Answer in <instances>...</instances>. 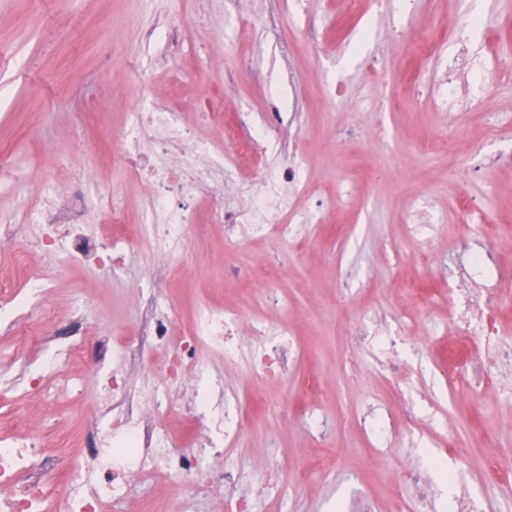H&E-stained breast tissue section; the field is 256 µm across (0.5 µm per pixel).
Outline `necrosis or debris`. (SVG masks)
<instances>
[{"label": "necrosis or debris", "instance_id": "obj_1", "mask_svg": "<svg viewBox=\"0 0 512 512\" xmlns=\"http://www.w3.org/2000/svg\"><path fill=\"white\" fill-rule=\"evenodd\" d=\"M483 23L482 17L472 14H451L432 18L425 26L426 33L435 37L447 31L459 35L447 75L429 92L430 104L440 116L441 131L447 135L452 151L458 146L461 124L468 113L498 85L501 73L512 70L511 54L499 55L495 66L490 67L470 46V31ZM200 119L222 128L223 143L197 138L174 112L131 113L121 141L122 155L129 176L146 185L147 205L133 223L129 238L115 240L111 247L104 248L89 240L83 225L61 224L59 191L54 188L34 195L27 216L28 223L47 227L41 252L49 257L113 267L122 263L132 244L145 242L157 259L164 260L182 252L188 243L189 228L203 222L223 225L224 242L229 246L263 240L288 247L306 236L315 212L290 216L285 213V189H296L304 177L298 166L289 167L287 178L266 172L259 182L248 184L250 203L233 222H225L220 204L200 213L197 201L203 183L194 173L193 163L220 159L225 170L232 173L242 154L233 128L224 123L223 110L201 113ZM146 134L153 140L154 154L150 157L143 154L141 147V138ZM172 145L186 148L188 166L174 171L159 162V154ZM460 216L472 230L463 250L453 259L454 269L447 283L448 317L461 335L479 338L486 353V375L495 374L512 368V347L500 344L501 324L493 301L499 271L479 229L484 221L481 212L470 206ZM444 221L443 211L429 196L415 198L403 219L408 237L429 248ZM8 261L12 268L21 270L29 290L21 292L14 278L0 276V325L15 336L45 338L53 318L47 312L42 267L27 262L22 251L11 252ZM252 296L251 315H244L235 307L203 302L187 321L171 308L167 297L158 298L151 319L152 334L157 343L170 350L165 362V385L155 396L158 408H170V388L189 380L187 368L195 364L198 350L205 347L223 358L225 365L246 364L252 379L287 375L290 362L299 356V347L287 319L268 318L266 310L287 309L288 301L266 288L254 289ZM245 320L250 323V332L244 337L240 329ZM407 325L402 316L388 322L362 314L353 329L355 347L376 367H403L397 346L402 337H407ZM248 426L240 396L235 392L204 404L202 438L187 449L173 446L171 436L163 429L145 431L142 417L127 410L118 415L108 438L86 464H73L68 456L73 444L63 443L56 462L67 471L68 478L65 490L56 494L51 493L46 480L48 459L25 439L0 437V512H101L104 504L117 506L126 501L130 480L138 474L165 472L183 482H192L212 456L223 455L225 448L238 443Z\"/></svg>", "mask_w": 512, "mask_h": 512}]
</instances>
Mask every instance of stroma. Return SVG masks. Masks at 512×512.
<instances>
[{
  "label": "stroma",
  "mask_w": 512,
  "mask_h": 512,
  "mask_svg": "<svg viewBox=\"0 0 512 512\" xmlns=\"http://www.w3.org/2000/svg\"><path fill=\"white\" fill-rule=\"evenodd\" d=\"M461 10L494 18L493 27L472 35L489 55L512 45V0H412L402 12L390 0H369L367 14L357 19L347 17L342 0H154L148 12L139 0H0V156L11 165L10 177L0 181V216L18 224L17 244L40 241L43 227L27 223L26 204L48 170L68 186L62 201L68 221L86 225L98 244L110 245L117 229L86 210L89 199L120 187L129 219L139 216L145 191L129 178L119 152L129 114L145 107L181 112L191 122L208 107L223 109L246 148L242 168L257 157L273 169L287 167L283 145L290 140L305 161L308 181L294 204L305 208L322 200V221L302 247L289 248L288 272L275 287L294 304L288 321L302 354L287 378L261 388L271 401L297 398L310 387L322 395L324 446L335 450L336 466L319 469L302 407H293L285 422L254 416L224 463L240 475L243 494L266 481L264 459L277 457L289 490L259 504V512H405L411 492L396 483L411 466L427 467L438 512H453L460 490L487 494L489 457L512 459V373L500 374L477 397L467 395L477 364L448 363L443 345L455 331L443 299L421 293L441 283L444 269L422 262L425 246L407 237L402 222L412 198L432 195L448 215L437 253L460 249L467 227L458 220L459 197L448 177L455 160L444 149L424 157L408 148L435 131L437 112L424 104L414 112L388 106L391 79L412 70L426 84L441 77L452 41L418 55L409 42L420 38L429 18ZM172 19L179 24L178 42L158 41L157 32ZM358 99L368 108L351 109ZM492 120L512 122V73L464 121L482 157L512 155V134L484 140ZM263 124L277 127L278 140H258ZM375 159L398 160L403 179L351 181ZM346 188L352 192L347 203L340 198ZM470 197L507 272L496 299L508 320L500 342L512 346V167L471 174ZM274 249L269 242L227 248L223 225L210 224L199 226L185 251L164 265L144 243L114 270L84 263L61 269L42 258L57 315L53 330L83 340L87 362H58L59 383L33 389L27 400L0 390V436L29 432L51 458L63 437L94 447L86 426L99 402L100 379L112 370L111 359H98L97 340L120 336L150 314L153 299L140 282L155 280L185 316L203 301L244 309L250 283L222 280V272L229 264H262ZM174 268L183 269V278L171 279ZM343 269L351 274V290L340 308ZM370 305L411 314L413 329L427 337L426 350L408 356L404 372L382 371L354 356L350 332ZM166 356L149 338L123 369L127 390L143 405L162 384ZM199 362L204 373L197 383L173 390L174 407L148 415V428H168L184 442L197 434L199 393L244 392L241 371L205 350ZM423 397L437 400L438 422L408 433L398 447H379L349 426L367 402L382 404L403 423L406 401ZM450 440L456 448L447 469L434 468V454ZM131 485L125 512H150L157 499L161 512H180L182 482L155 476Z\"/></svg>",
  "instance_id": "1"
}]
</instances>
